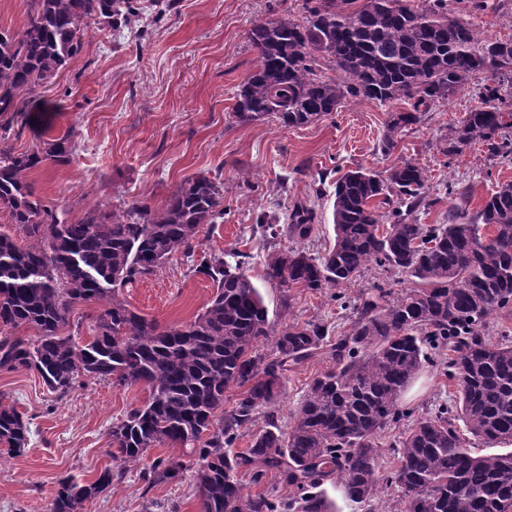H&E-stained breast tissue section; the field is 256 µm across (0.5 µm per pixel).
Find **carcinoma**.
Here are the masks:
<instances>
[{"label": "carcinoma", "instance_id": "carcinoma-1", "mask_svg": "<svg viewBox=\"0 0 512 512\" xmlns=\"http://www.w3.org/2000/svg\"><path fill=\"white\" fill-rule=\"evenodd\" d=\"M300 18L257 24L255 70L235 93L234 114L249 121L275 114L288 127L316 123L345 100L396 101L387 111L383 148L422 113L488 72L481 105L448 129L440 152L456 156L476 144L512 156V39L479 41L448 0H304ZM145 29L137 0H27L19 32L0 31V125L18 105L58 76L83 48L91 25ZM65 135L40 151L0 155V208L13 230L0 229V368L33 370L64 396L86 378L120 388L140 386L146 399L112 425L116 466L90 482L66 477L51 512H82L114 488L131 465L146 490L177 478L193 459L200 512H340L321 486L336 480L346 504L374 499L380 482L402 495L392 512H512V450L479 455L472 441L512 444V338L495 337L487 318L512 314V183L491 194L466 224L412 218L427 205L425 169L404 161L384 171L361 168L336 180L334 244L322 255L301 246L269 254L264 277L289 288H344L370 263L405 274L411 288L382 285L352 305L349 329L332 339L321 323L292 324L274 336L275 355L261 352L273 329L244 262L204 258L195 271L216 292L194 320L163 327L129 308L122 289L181 253L190 258L204 224L224 219V184L186 180L159 209L145 202L120 213L98 208L82 217L34 196L27 173L46 161L70 162ZM315 210L294 206L287 233L304 241ZM388 228H382V224ZM23 235L25 244L17 241ZM102 310L92 336L78 342L70 314L78 304ZM22 326L34 337H17ZM448 350L455 407L416 418L396 448L397 465L380 471L379 433L404 417L403 392L426 362V346ZM326 369L313 377L283 431L272 411L286 372L315 355ZM241 389L231 409L224 393ZM250 448L231 452L239 431L259 417ZM463 427H458L457 422ZM28 422L0 401V447L23 453ZM177 457L150 458L161 446ZM258 484L270 472L288 489L243 492L237 474Z\"/></svg>", "mask_w": 512, "mask_h": 512}]
</instances>
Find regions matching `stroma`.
Returning <instances> with one entry per match:
<instances>
[{
    "label": "stroma",
    "mask_w": 512,
    "mask_h": 512,
    "mask_svg": "<svg viewBox=\"0 0 512 512\" xmlns=\"http://www.w3.org/2000/svg\"><path fill=\"white\" fill-rule=\"evenodd\" d=\"M141 5L153 20L147 33L137 37L91 26L80 54L42 88L48 109L40 125H33V112L15 115L9 131L0 130V149L17 155L71 135L70 163H45L27 180L37 195L63 201L76 216L94 206L118 212L136 201L161 206L194 176L222 182L224 220L201 226L195 257L243 256L274 327L314 322L333 333L344 331L350 301L401 279L373 264L337 293L284 288L265 279L268 254L291 244L286 228L294 205L317 214L304 247L313 254L332 247L330 202L316 193L331 191L346 171L383 170L407 160L419 164L428 177L430 201L416 214L421 224L447 223L457 188L468 190L467 208L473 212L499 185L512 181V160L491 156L485 146L449 158L440 152L448 129L480 105L486 73L474 74L463 90L423 113L385 154L379 143L387 114L370 100L344 102L328 118L295 128L274 114L250 122L235 117L236 88L257 63L252 29L285 11L300 15L302 0H141ZM273 214L281 228L275 237L262 230ZM191 260L174 257L128 285L124 300L160 324L188 322L214 292L209 278L192 272ZM325 367L316 356L287 372L274 408L281 429H288L310 380ZM454 393L453 381L433 362L407 390L402 406L418 416L451 402ZM145 397L137 387L85 378L60 398L36 372L0 369V401L30 423L23 454L0 453V512H49L60 479L75 475L90 481L113 466L112 426ZM82 512H199V502L191 471L149 490L132 466L113 490L85 502Z\"/></svg>",
    "instance_id": "35a3bbf8"
}]
</instances>
